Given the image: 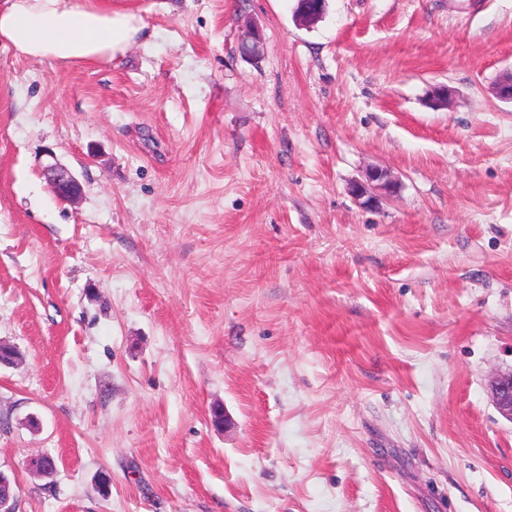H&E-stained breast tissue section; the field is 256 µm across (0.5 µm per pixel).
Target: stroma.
<instances>
[{
	"instance_id": "1",
	"label": "stroma",
	"mask_w": 512,
	"mask_h": 512,
	"mask_svg": "<svg viewBox=\"0 0 512 512\" xmlns=\"http://www.w3.org/2000/svg\"><path fill=\"white\" fill-rule=\"evenodd\" d=\"M106 2L109 62L0 45L15 512H512V0ZM45 173L59 198L70 203L78 201L82 194L81 183L66 166L56 162L47 165ZM392 187L387 172L375 167L367 173L365 182L350 184L349 193L362 207L368 209L377 207L382 195L391 193ZM370 189L378 191L379 194H374ZM489 393L500 415L512 422V369L497 374L491 380Z\"/></svg>"
}]
</instances>
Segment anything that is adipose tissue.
<instances>
[{
	"instance_id": "adipose-tissue-1",
	"label": "adipose tissue",
	"mask_w": 512,
	"mask_h": 512,
	"mask_svg": "<svg viewBox=\"0 0 512 512\" xmlns=\"http://www.w3.org/2000/svg\"><path fill=\"white\" fill-rule=\"evenodd\" d=\"M139 30L131 16L101 0H0V43L35 59L105 61L126 49Z\"/></svg>"
}]
</instances>
